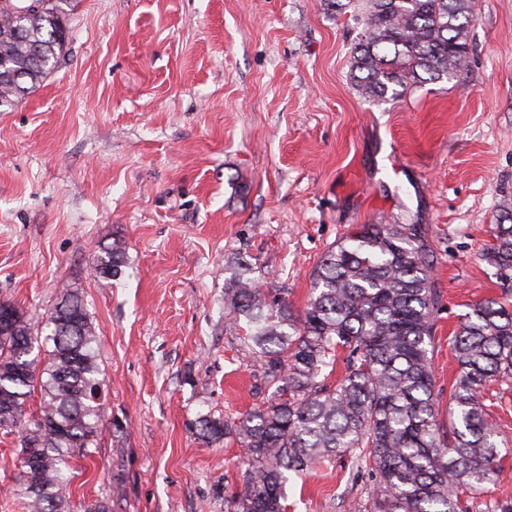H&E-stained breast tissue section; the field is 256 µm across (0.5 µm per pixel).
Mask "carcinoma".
Masks as SVG:
<instances>
[{
	"label": "carcinoma",
	"instance_id": "cac0c4a2",
	"mask_svg": "<svg viewBox=\"0 0 512 512\" xmlns=\"http://www.w3.org/2000/svg\"><path fill=\"white\" fill-rule=\"evenodd\" d=\"M37 2L22 16L26 2L15 0L14 13L0 16V107L28 94L66 54L74 0ZM362 13L351 79L366 98L394 100L400 88L451 79L467 65L472 0H363ZM123 258L115 240L93 270L115 276ZM483 260L511 289L512 225L495 226ZM236 265L224 281L225 318L245 331L248 355L275 390L233 423L203 420V438H232L246 454L244 490L227 512H288L291 476L347 455L375 475L367 512H464L462 497L497 479L496 431L482 397L489 383L512 379V305L480 301L462 318L441 424L432 371L438 298L422 225L355 227L313 270L299 315L246 260ZM2 307L13 318L0 334V431L19 434L28 512H72L71 460L103 429L102 404L92 397L103 385L99 336L74 288L62 290L44 335L18 306ZM340 355L345 373L330 383L325 370Z\"/></svg>",
	"mask_w": 512,
	"mask_h": 512
}]
</instances>
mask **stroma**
<instances>
[{
    "label": "stroma",
    "mask_w": 512,
    "mask_h": 512,
    "mask_svg": "<svg viewBox=\"0 0 512 512\" xmlns=\"http://www.w3.org/2000/svg\"><path fill=\"white\" fill-rule=\"evenodd\" d=\"M466 69L360 96L362 30L328 0H76L58 67L0 108V301L45 322L78 289L100 337L104 427L72 461L74 512H226L244 489L232 439L200 435L266 401L224 320L244 258L301 312L311 273L361 224L424 225L438 296L435 380L470 304L498 298L482 259L512 214V0H473ZM125 246L114 278L101 248ZM500 475L470 512L512 501V379L490 383ZM16 435L0 434V512H26ZM352 457L288 486L289 512H358Z\"/></svg>",
    "instance_id": "1"
}]
</instances>
